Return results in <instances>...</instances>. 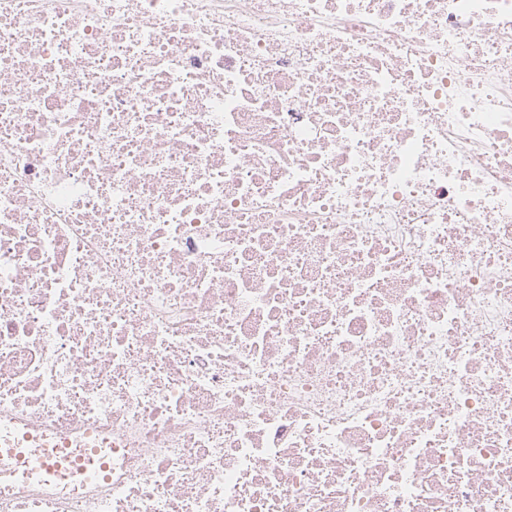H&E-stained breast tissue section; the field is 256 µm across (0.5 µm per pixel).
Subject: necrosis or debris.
Returning <instances> with one entry per match:
<instances>
[{
    "label": "necrosis or debris",
    "mask_w": 512,
    "mask_h": 512,
    "mask_svg": "<svg viewBox=\"0 0 512 512\" xmlns=\"http://www.w3.org/2000/svg\"><path fill=\"white\" fill-rule=\"evenodd\" d=\"M0 512H512V0H0ZM20 441L15 434L6 436L3 439L2 460L9 466L11 471L24 473L33 477L45 476L49 470L48 458L44 455L33 457L26 453L19 446Z\"/></svg>",
    "instance_id": "1"
}]
</instances>
